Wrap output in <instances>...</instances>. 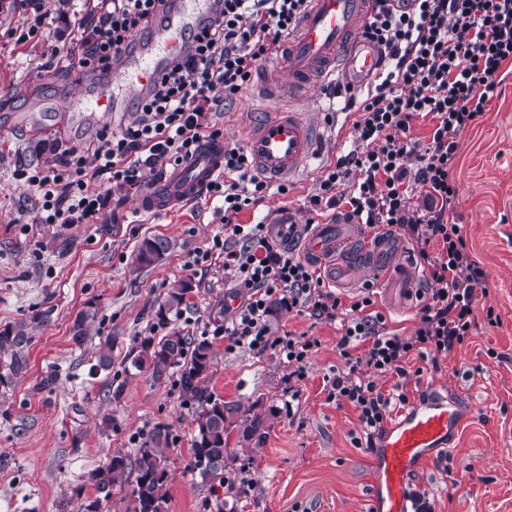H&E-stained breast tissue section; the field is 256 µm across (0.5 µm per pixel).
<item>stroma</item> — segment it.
Returning <instances> with one entry per match:
<instances>
[{
	"label": "stroma",
	"instance_id": "35a3bbf8",
	"mask_svg": "<svg viewBox=\"0 0 512 512\" xmlns=\"http://www.w3.org/2000/svg\"><path fill=\"white\" fill-rule=\"evenodd\" d=\"M42 7L50 25L32 34L28 0H0V326L52 311L50 322L33 326L27 373L0 389V512H59L78 486L93 496L88 474L114 453L134 457L143 436L159 424L172 437L167 512H216L222 504L228 512H370L373 455L352 443L358 414L327 401L324 388L341 363L340 330L284 307L269 320L272 335L319 337L300 382L289 380L277 351L230 350L214 332L216 306L229 321L243 302L224 272L223 256L204 268L192 264L222 229L217 202L203 198L177 209L141 211L132 190L116 218L23 230L18 217L32 199L13 172L17 158L33 147L35 118L45 105L74 94L93 97L99 84L50 56L51 46L71 45L69 26L86 14L89 0H42ZM500 77L498 96L459 138L452 169L458 197L449 212L487 275L479 306L493 308L500 323L479 322L471 339L441 357L439 369L424 370L407 386L409 402L435 389L471 408L451 443L447 468L431 458L409 480L428 492L434 512H512V63L502 66ZM257 93L250 88L219 116L228 144L242 142L244 127L262 114V106L250 102ZM326 103L325 93H317L313 110L321 138L306 169L289 182L287 194L243 210L240 223L273 221L283 210L308 221V198L324 166L354 136L353 115L340 112L335 125L324 124ZM122 118L119 112L107 119L76 113L59 147L87 145L102 126ZM155 236L175 241V249L157 266L137 267L140 240ZM64 237L70 242L65 249ZM186 278L194 288L174 326L192 339L211 340L208 392L269 413L266 434L250 453L237 452V436L228 440L224 470L245 471L248 481L241 485L190 469L194 405L185 401L177 378L154 381L128 360L143 337L163 336L154 311L168 288ZM91 307L97 314L88 340L76 346L72 323ZM105 336L113 343L112 367L97 372L96 348Z\"/></svg>",
	"mask_w": 512,
	"mask_h": 512
}]
</instances>
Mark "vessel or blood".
Listing matches in <instances>:
<instances>
[{
  "label": "vessel or blood",
  "instance_id": "obj_1",
  "mask_svg": "<svg viewBox=\"0 0 512 512\" xmlns=\"http://www.w3.org/2000/svg\"><path fill=\"white\" fill-rule=\"evenodd\" d=\"M372 0H312L298 34L289 39L282 63L284 81L298 98L315 89L322 76L340 73L351 83L365 84L379 61V51L362 37ZM208 8L206 0H190L185 11L173 14L151 47L114 69L111 89L100 90L94 109L117 111L116 90L137 94L172 56L183 54V31ZM318 131L304 113L279 110L258 121L244 145L256 171L276 181L295 175L312 158ZM224 172V143L204 144L197 156L162 183L148 186L140 208L162 210L195 200L200 191ZM275 233L285 242L300 241L303 257L323 265L331 281L348 275L369 280L380 276L393 302L412 298L420 276L407 262L400 239L387 235L360 242L351 222L338 220L305 232L294 212L280 213ZM465 416L462 404L433 393L412 403L387 427L375 452L376 477L371 489L372 512H415L409 490L411 475L424 461L446 450Z\"/></svg>",
  "mask_w": 512,
  "mask_h": 512
}]
</instances>
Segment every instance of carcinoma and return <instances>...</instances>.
Wrapping results in <instances>:
<instances>
[{
  "mask_svg": "<svg viewBox=\"0 0 512 512\" xmlns=\"http://www.w3.org/2000/svg\"><path fill=\"white\" fill-rule=\"evenodd\" d=\"M176 243L164 237L144 239L138 247L135 261L141 267L153 266L173 251ZM191 280L184 279L168 289L164 299L154 312V326L165 328L172 319L179 317L187 305ZM92 309L80 313L71 328V339L78 347L87 340V321L93 318ZM34 336L31 323L21 320L0 329V388L13 386L28 371V351ZM215 354L211 342L193 340L172 329L160 339L144 337L130 355V364L138 371L150 373L155 381L163 380L170 371L179 368L178 383L188 400L197 402L193 418V460L190 468L203 478L224 472V465L212 461L224 458L229 436L237 432L239 451L248 453L253 440H261L266 434L268 415L252 405L245 409L237 401L226 402L206 392L204 383L213 365ZM112 366V337L107 336L97 345L96 368L107 370ZM170 445V433L163 425H157L142 438L135 458L129 459L115 453L103 466L93 470L88 477L95 497L83 499L82 512H100L101 504L111 499L114 488L126 482V474L135 472L131 482V494L137 502L136 512H166L164 488L169 474L166 456Z\"/></svg>",
  "mask_w": 512,
  "mask_h": 512,
  "instance_id": "cac0c4a2",
  "label": "carcinoma"
}]
</instances>
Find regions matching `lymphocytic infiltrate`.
<instances>
[{
  "label": "lymphocytic infiltrate",
  "mask_w": 512,
  "mask_h": 512,
  "mask_svg": "<svg viewBox=\"0 0 512 512\" xmlns=\"http://www.w3.org/2000/svg\"><path fill=\"white\" fill-rule=\"evenodd\" d=\"M214 17L184 35L191 50L170 58L147 91L128 110L120 129L103 126L88 146L16 172L36 197L32 224L94 223L106 197L91 195L90 182L124 192L149 177L175 169L202 144L221 138L215 117L248 90L262 64L282 55L310 0H216ZM171 0H95L77 23L78 65L107 73L133 55L142 39L165 22ZM364 36L383 50L382 67L367 93L348 84L328 88L355 113L354 146L327 165L310 196L315 214L345 208L366 228L392 227L417 244L427 289L413 333L389 330L375 311V285L366 283L351 302L327 288L321 273L294 250L279 246L268 226L242 224L241 211L261 203L269 189L255 175L244 146L224 151V173L204 189L222 202L224 235L198 251L194 265L224 258L244 301L224 329L228 349L284 354L290 378L304 380L310 353L320 344L305 333L271 335L272 302L324 323L343 321L336 348L343 361L330 377L328 400L358 413L355 447L375 450L394 405L406 404V386L416 375L412 361L439 369V358L463 345L477 327L476 308L486 295V276L473 258L463 227L445 211L458 189L451 176L458 138L483 117L512 62V0H374ZM431 117L426 148L412 137V121ZM425 204L411 206L414 189ZM392 378L390 390L380 379Z\"/></svg>",
  "instance_id": "1"
}]
</instances>
